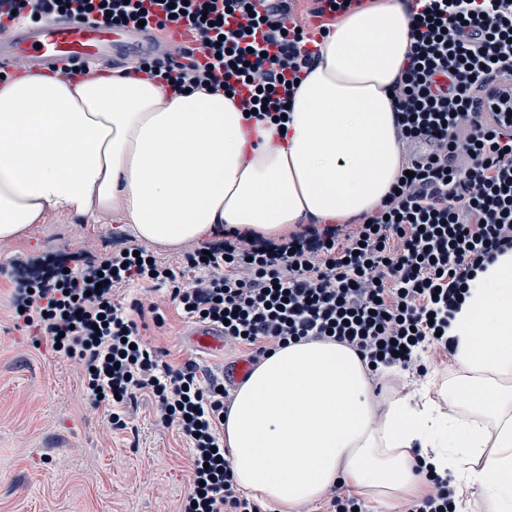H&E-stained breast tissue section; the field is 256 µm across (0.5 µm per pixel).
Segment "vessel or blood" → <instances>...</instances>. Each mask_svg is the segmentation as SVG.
Instances as JSON below:
<instances>
[{"label":"vessel or blood","instance_id":"1","mask_svg":"<svg viewBox=\"0 0 512 512\" xmlns=\"http://www.w3.org/2000/svg\"><path fill=\"white\" fill-rule=\"evenodd\" d=\"M23 45L35 49L37 58L46 60L59 57L103 60L131 50L147 53L152 49L148 38L119 35L103 25L52 21L40 28H18L0 36V63L11 60L15 47ZM184 336L186 343L198 351L215 353L224 348V331L214 325H190Z\"/></svg>","mask_w":512,"mask_h":512}]
</instances>
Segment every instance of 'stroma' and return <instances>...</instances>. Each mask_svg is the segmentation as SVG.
<instances>
[{"instance_id":"obj_1","label":"stroma","mask_w":512,"mask_h":512,"mask_svg":"<svg viewBox=\"0 0 512 512\" xmlns=\"http://www.w3.org/2000/svg\"><path fill=\"white\" fill-rule=\"evenodd\" d=\"M136 244L114 224L51 216L0 257V512H178L187 495L190 450L177 430L157 423L150 396L128 405L129 429L107 431L75 364L14 326L15 288L52 258L65 254L79 266ZM117 295L143 300L139 328L172 365L193 361L216 375L253 352L234 342L217 354L192 350L181 338L190 320L166 298L137 283Z\"/></svg>"}]
</instances>
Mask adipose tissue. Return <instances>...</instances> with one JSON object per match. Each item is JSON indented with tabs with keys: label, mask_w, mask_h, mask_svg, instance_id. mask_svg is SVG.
<instances>
[{
	"label": "adipose tissue",
	"mask_w": 512,
	"mask_h": 512,
	"mask_svg": "<svg viewBox=\"0 0 512 512\" xmlns=\"http://www.w3.org/2000/svg\"><path fill=\"white\" fill-rule=\"evenodd\" d=\"M410 46L406 0H375L322 45L285 126L244 116L221 91L179 94L136 67L66 80L0 79V249L52 214L118 222L175 249L232 228L273 238L310 220L377 209L402 169L390 92ZM451 369L426 383L374 380L349 346L276 349L224 420L235 485L280 507L345 482L394 512L425 481L457 480L458 512H512V250L469 282L451 322Z\"/></svg>",
	"instance_id": "adipose-tissue-1"
}]
</instances>
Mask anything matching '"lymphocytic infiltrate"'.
I'll return each mask as SVG.
<instances>
[{
    "mask_svg": "<svg viewBox=\"0 0 512 512\" xmlns=\"http://www.w3.org/2000/svg\"><path fill=\"white\" fill-rule=\"evenodd\" d=\"M363 0H324L321 23L299 28L290 0H0V31L57 17L192 32L196 48L153 69L179 91L220 87L242 110L282 116L290 84L321 57L325 22ZM410 49L393 93L403 170L379 208L349 224L307 225L280 241L235 234L190 246L173 267L145 246L54 270L17 289L15 319L81 367L84 391L107 410L149 391L164 427L191 450L181 512H262L233 483L222 416L229 395L193 363L176 367L141 334L117 287L148 283L191 318L266 356L304 339L351 347L383 367L428 369L416 352L448 346V320L469 276L512 249V0H410ZM431 494L396 512H455L450 479L425 473Z\"/></svg>",
    "mask_w": 512,
    "mask_h": 512,
    "instance_id": "obj_1",
    "label": "lymphocytic infiltrate"
}]
</instances>
